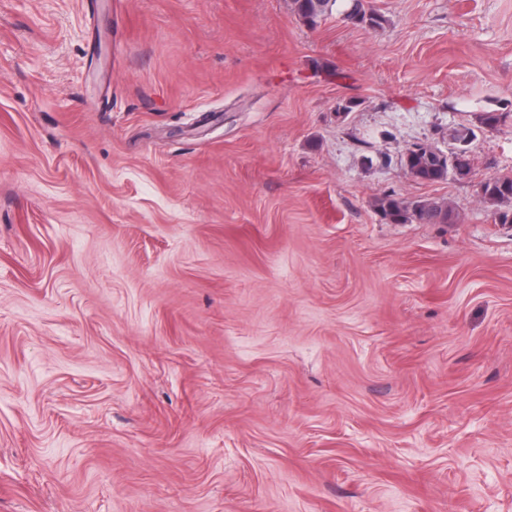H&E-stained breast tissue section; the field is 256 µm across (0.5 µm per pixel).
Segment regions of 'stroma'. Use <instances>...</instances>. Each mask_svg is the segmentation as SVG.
<instances>
[{"instance_id":"obj_1","label":"stroma","mask_w":512,"mask_h":512,"mask_svg":"<svg viewBox=\"0 0 512 512\" xmlns=\"http://www.w3.org/2000/svg\"><path fill=\"white\" fill-rule=\"evenodd\" d=\"M370 3L0 0V512H512V0ZM297 15L306 23L315 26L321 19L340 11L344 19L354 25L371 29L383 28V15L368 7L366 0H293ZM461 132L469 134V143L466 146L460 144ZM474 135L469 128L455 130L453 139L457 142L458 147L450 155L434 150L428 145L426 147L418 146L419 150L408 149L404 165L413 177L424 182L433 183L447 180L452 173L456 176L455 179H464L471 171L468 146L474 139ZM484 199L497 205L496 219L501 224H512V176L489 178L481 184ZM377 210L389 224H453L457 220L454 210L437 202H407L395 192H389L377 201Z\"/></svg>"}]
</instances>
